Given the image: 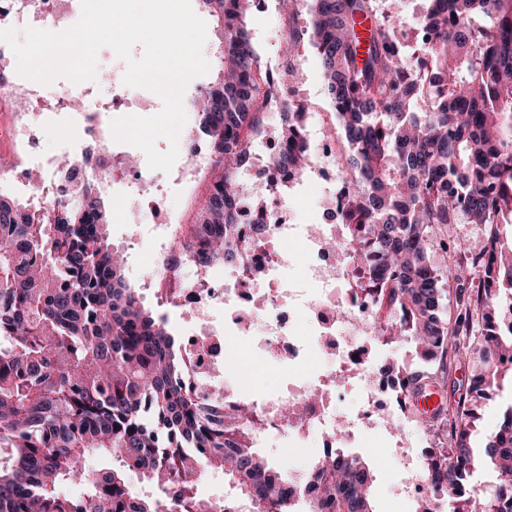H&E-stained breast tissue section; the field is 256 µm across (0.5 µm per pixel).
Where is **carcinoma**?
<instances>
[{
  "instance_id": "1",
  "label": "carcinoma",
  "mask_w": 512,
  "mask_h": 512,
  "mask_svg": "<svg viewBox=\"0 0 512 512\" xmlns=\"http://www.w3.org/2000/svg\"><path fill=\"white\" fill-rule=\"evenodd\" d=\"M416 62L395 41L378 0H313L309 29L333 105L331 136L349 181L342 238L364 265L376 305L375 334L408 343L425 366L393 362L402 399L447 381V361L472 363L464 388L430 416L420 473L446 512H512V406L483 448L495 481L474 492L470 446L478 403L512 366V0H428ZM222 37L220 73L193 101L210 145L212 178L196 219L184 225L171 264L240 268L241 214L260 209L238 172L264 131L268 98L247 27L250 0H200ZM434 81L419 79L427 67ZM275 164L308 174L315 156L306 112L283 113ZM73 192L38 212L0 191V512H164L132 492L127 472L168 493L180 512H376V471L341 449L316 458L292 487L293 469L257 447L253 405L215 393L207 378L186 385L183 342L167 317L143 306L108 242L104 190L69 160L58 165ZM436 224L489 228L486 257L466 269L432 262ZM455 310L448 315V284ZM112 458L91 472L85 457ZM209 470L224 472L234 505L196 493ZM84 487L79 499L63 495Z\"/></svg>"
}]
</instances>
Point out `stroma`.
I'll list each match as a JSON object with an SVG mask.
<instances>
[{"instance_id": "obj_1", "label": "stroma", "mask_w": 512, "mask_h": 512, "mask_svg": "<svg viewBox=\"0 0 512 512\" xmlns=\"http://www.w3.org/2000/svg\"><path fill=\"white\" fill-rule=\"evenodd\" d=\"M310 15L301 12L289 15L282 0H261L258 8L248 16V28L253 43L267 71L279 74L288 57H296L304 76L298 83L299 98L307 112L306 126L311 133H323L333 121L331 101L320 77L318 60L308 40L290 43L289 27L307 29ZM18 104L9 93L0 91V153L11 155L21 162L40 155L54 157L65 154L83 136L84 115L80 112H45L40 116L41 136L36 144L16 141L13 130L24 120L18 112ZM139 166L147 180L165 187L167 199L163 212L152 215L153 222L188 224L194 221L199 204L208 183L200 181L179 188L173 185L170 175L160 169L150 168L147 161ZM112 202L110 242L113 248L126 257L125 276L137 290L154 289L158 286L157 265L159 255L151 224L137 223L139 213L148 211L147 199H135L125 180H116L106 188ZM512 404V379L503 378L494 394L479 404L480 419L472 433L471 444L475 452H482L487 437L498 419ZM358 455L363 457L377 472L373 496L378 512H425L426 506L413 501H394L392 492L402 460L392 452L395 435L392 429L359 426L355 431ZM268 456L297 465L311 462L323 451L321 440L307 437L296 439L284 432L270 433L262 445Z\"/></svg>"}]
</instances>
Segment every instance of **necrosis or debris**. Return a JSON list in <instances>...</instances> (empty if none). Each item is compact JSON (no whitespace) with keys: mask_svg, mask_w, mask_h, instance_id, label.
<instances>
[{"mask_svg":"<svg viewBox=\"0 0 512 512\" xmlns=\"http://www.w3.org/2000/svg\"><path fill=\"white\" fill-rule=\"evenodd\" d=\"M81 0H0V30L28 22L53 20L56 31H64V20L80 9ZM207 142L200 132L186 139L179 166L172 181L186 186L205 175L202 159ZM249 178L262 182L266 191L265 232L259 243L245 255L250 265L266 269L262 282L248 281L238 275L235 281L207 279L198 287L186 288L182 282L189 264L165 267L157 294L162 303L177 308L194 327L184 337L190 376L210 373L224 358H234L236 369L246 372L267 360L288 357V384L278 399L262 404L263 415L277 420V402L303 403L313 384L302 376L309 363L324 359L335 366L344 380H356L364 393V404L357 418L368 426L393 418L391 376L373 370L364 354L360 329L370 321L373 304L357 294L352 285L355 264L344 245L339 244V226L344 216V192H337L317 223L301 226L292 223L282 208V193L293 175L282 172L272 160L256 162ZM301 243L309 270L306 279L288 277V247ZM231 312L229 327L217 330L209 325L215 307ZM322 398L310 408L298 434H319L324 447L350 442L351 431L336 428V393L330 375H323Z\"/></svg>","mask_w":512,"mask_h":512,"instance_id":"obj_1","label":"necrosis or debris"}]
</instances>
